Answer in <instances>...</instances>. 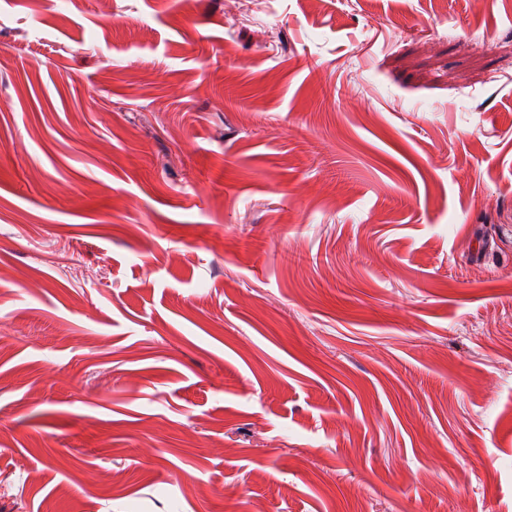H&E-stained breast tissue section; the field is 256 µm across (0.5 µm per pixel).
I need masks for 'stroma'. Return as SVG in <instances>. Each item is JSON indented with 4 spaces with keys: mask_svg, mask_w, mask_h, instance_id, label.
I'll list each match as a JSON object with an SVG mask.
<instances>
[{
    "mask_svg": "<svg viewBox=\"0 0 512 512\" xmlns=\"http://www.w3.org/2000/svg\"><path fill=\"white\" fill-rule=\"evenodd\" d=\"M512 512V0H0V512Z\"/></svg>",
    "mask_w": 512,
    "mask_h": 512,
    "instance_id": "obj_1",
    "label": "stroma"
}]
</instances>
